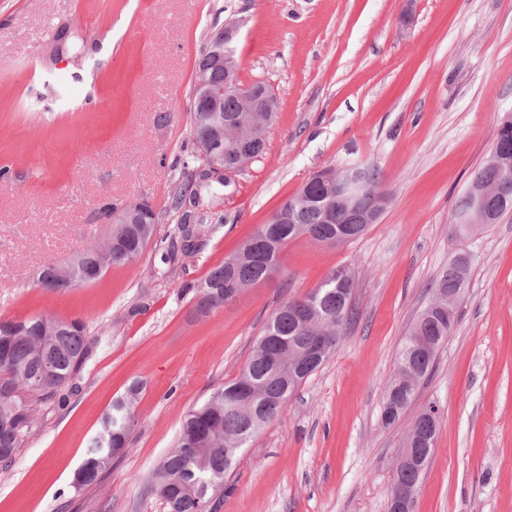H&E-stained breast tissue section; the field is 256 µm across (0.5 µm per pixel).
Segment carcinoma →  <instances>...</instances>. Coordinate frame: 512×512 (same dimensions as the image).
Listing matches in <instances>:
<instances>
[{"label": "carcinoma", "instance_id": "cac0c4a2", "mask_svg": "<svg viewBox=\"0 0 512 512\" xmlns=\"http://www.w3.org/2000/svg\"><path fill=\"white\" fill-rule=\"evenodd\" d=\"M224 118L241 117L252 123L253 116L239 111V100L224 94L218 102ZM190 135L196 145L191 163L200 167L205 144L213 135L207 126L211 109L202 104L188 109ZM492 152L512 162V132L497 130ZM228 184L211 180L199 184L190 194L193 210H182L184 193H174L168 209L180 214L173 232L168 235L164 260L171 269L198 251L196 241L209 230L210 210L219 199V188ZM471 207L468 192L457 199L448 231L451 236H464L474 228L460 224L458 218ZM155 230L150 224H120L112 261L115 267L136 260L147 248ZM335 227L323 220L320 209L307 207L299 211L295 224H262L224 263L214 268L198 285L195 310L208 312L232 300L226 289L241 294L246 288L272 278L279 268V254L289 241L305 236L317 244H331ZM56 259L47 260L40 278L50 282L48 290L65 292L69 287L56 282ZM98 257L87 250L81 257L75 278L78 283L95 282ZM468 259L455 256L433 284V300L419 314L398 351L396 372L388 383L382 407V421L392 425L404 417L413 404L418 381L429 375L437 352L448 340L456 317V306L467 285ZM352 275L336 280L331 272L323 283L300 298H291L272 315L252 355L238 376L217 388L200 407L185 417L177 445L153 473L149 490L163 499L169 512H202V504L211 502L224 487V476L230 471L236 452L267 424L276 419L296 386L289 384V375L300 365L296 351L326 331L340 345L343 337L336 329L348 326L355 315L352 303ZM316 301L321 315L328 318L310 329L299 331L291 309L306 301ZM54 317L37 315L21 320H0V463L13 459L23 440L33 430L34 404L51 403L65 407L73 392L72 379L80 372L92 352L86 326L78 319L68 322L66 330L52 335L48 324ZM51 360L54 372L45 369ZM140 386L132 384L127 392L115 398L102 419L101 431L89 443L85 458L75 472L74 486L84 489L98 484L112 458L127 447L135 423V406ZM412 438L404 439L410 459L395 469L390 494L402 491L414 494L433 452V427L421 412L411 422Z\"/></svg>", "mask_w": 512, "mask_h": 512}]
</instances>
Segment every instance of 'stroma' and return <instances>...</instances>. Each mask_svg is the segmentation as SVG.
Here are the masks:
<instances>
[{"label": "stroma", "mask_w": 512, "mask_h": 512, "mask_svg": "<svg viewBox=\"0 0 512 512\" xmlns=\"http://www.w3.org/2000/svg\"><path fill=\"white\" fill-rule=\"evenodd\" d=\"M245 18L238 77L278 98L267 149L220 191L204 244L163 262L190 184L196 57ZM512 115V0H0V320L82 319L94 342L66 410L0 464V512H168L148 484L185 414L235 379L271 315L336 268L354 276L344 341L259 431L215 512H387L409 418L384 425L396 354L462 253L467 288L417 404L441 410L414 512H512V212L466 239L458 196ZM379 170L378 223L337 246L292 240L272 280L208 313L204 280L316 171ZM143 202L156 237L132 264L52 293L47 257L109 233L103 202ZM142 390L128 448L96 486L73 475L113 399Z\"/></svg>", "instance_id": "stroma-1"}]
</instances>
